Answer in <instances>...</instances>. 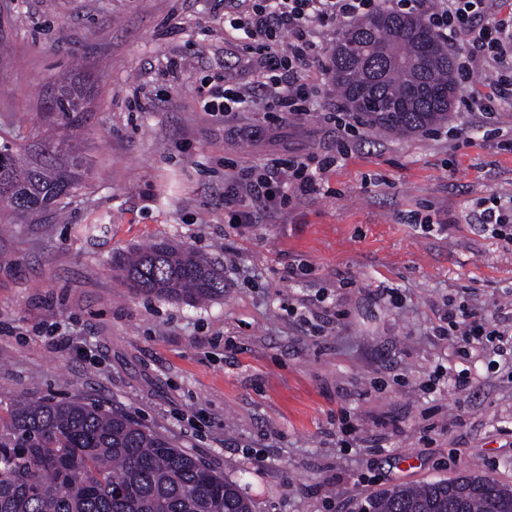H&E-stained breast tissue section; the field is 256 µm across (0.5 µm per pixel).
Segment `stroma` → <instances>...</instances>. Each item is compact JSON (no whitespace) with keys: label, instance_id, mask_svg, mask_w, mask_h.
Here are the masks:
<instances>
[{"label":"stroma","instance_id":"stroma-1","mask_svg":"<svg viewBox=\"0 0 512 512\" xmlns=\"http://www.w3.org/2000/svg\"><path fill=\"white\" fill-rule=\"evenodd\" d=\"M224 0H0V140L73 135L81 186L0 230V400L34 392L128 414L236 482L255 512H359L376 491L478 470L512 485V360L458 357L449 306L512 326V97L455 100L405 134L347 115L320 63L316 111L270 130L200 108L202 81L251 79ZM82 108L59 112L61 89ZM338 161L257 224L224 207V165ZM165 241L209 257L223 297L133 293L117 260ZM471 385L428 391L435 372ZM354 430H340L341 418ZM479 218L485 230L490 231L492 235L503 237L506 235L507 225H510L509 223L512 221V214L497 213L493 208H486Z\"/></svg>","mask_w":512,"mask_h":512}]
</instances>
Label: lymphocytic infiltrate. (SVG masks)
Returning a JSON list of instances; mask_svg holds the SVG:
<instances>
[{
  "label": "lymphocytic infiltrate",
  "instance_id": "lymphocytic-infiltrate-1",
  "mask_svg": "<svg viewBox=\"0 0 512 512\" xmlns=\"http://www.w3.org/2000/svg\"><path fill=\"white\" fill-rule=\"evenodd\" d=\"M247 13H239L235 0H226L224 28L239 33L245 49L254 54L258 70L252 84L225 81L224 85L201 92L202 108L216 117L226 118L261 106L273 123L286 122L288 116L309 112L320 95L318 85L301 76L322 52L321 36L337 22L352 24L382 6L390 10L423 14L430 27L442 38L465 35L471 49L460 55L457 73L461 88L486 66L495 67L508 78L512 89V12L494 26L475 25L477 16L487 9V0H250ZM324 157L319 166L292 158L264 165L233 167L224 175V206L236 224H254L258 213L242 205L243 195L259 201L263 210L275 212L287 207L293 193L318 190L320 176L335 164ZM443 336H460L456 350L461 357L472 355L474 346L493 343L496 354H503L505 330L494 320L465 309L449 310Z\"/></svg>",
  "mask_w": 512,
  "mask_h": 512
}]
</instances>
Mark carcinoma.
Here are the masks:
<instances>
[{
	"label": "carcinoma",
	"mask_w": 512,
	"mask_h": 512,
	"mask_svg": "<svg viewBox=\"0 0 512 512\" xmlns=\"http://www.w3.org/2000/svg\"><path fill=\"white\" fill-rule=\"evenodd\" d=\"M330 78L353 112L396 132L448 115L452 58L419 15L378 10L331 52ZM82 163L46 143L31 159L0 144V211L33 220L82 180ZM137 294L192 304L224 296V275L192 250L156 242L118 262ZM0 512H254L236 482L118 411L83 401H0ZM361 512H512V487L480 473L393 486Z\"/></svg>",
	"instance_id": "1"
}]
</instances>
